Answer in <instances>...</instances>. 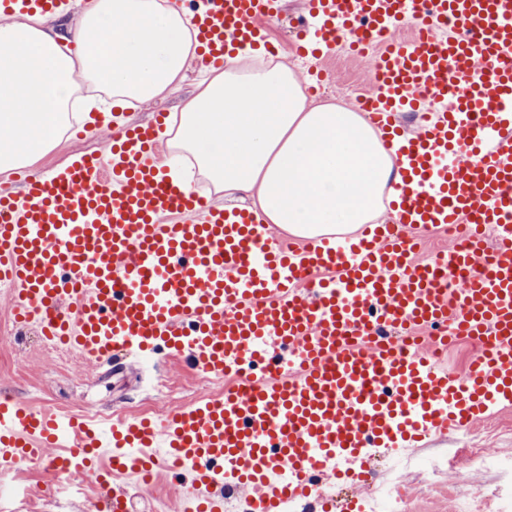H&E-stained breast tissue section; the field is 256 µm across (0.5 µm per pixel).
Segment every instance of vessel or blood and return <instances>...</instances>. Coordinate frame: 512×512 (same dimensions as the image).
I'll return each instance as SVG.
<instances>
[{
  "instance_id": "1",
  "label": "vessel or blood",
  "mask_w": 512,
  "mask_h": 512,
  "mask_svg": "<svg viewBox=\"0 0 512 512\" xmlns=\"http://www.w3.org/2000/svg\"><path fill=\"white\" fill-rule=\"evenodd\" d=\"M74 0H0V17L57 16ZM186 10L198 63L268 48L281 0H202ZM301 49L374 55L359 102L396 145L391 217L351 234L288 241L250 209L184 191L158 159L156 126L108 154L78 152L0 194V283L14 319L84 358L187 356L239 387L158 422L112 425L0 398V459L44 458L71 430L73 463L137 470L149 448L187 474L189 512H253L319 498V476L366 482L376 449L469 428L512 406V0H306ZM417 31L395 37L403 25ZM423 115L421 132L403 128ZM463 225L470 251L413 263L422 235ZM493 250H486V243ZM478 339L466 375L437 358Z\"/></svg>"
}]
</instances>
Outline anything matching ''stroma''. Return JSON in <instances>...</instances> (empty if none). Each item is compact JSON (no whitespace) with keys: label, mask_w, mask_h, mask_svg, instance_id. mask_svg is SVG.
<instances>
[{"label":"stroma","mask_w":512,"mask_h":512,"mask_svg":"<svg viewBox=\"0 0 512 512\" xmlns=\"http://www.w3.org/2000/svg\"><path fill=\"white\" fill-rule=\"evenodd\" d=\"M283 20L274 23L270 40L278 47V61L287 64L307 90V102L318 105L334 102L355 107L353 96L342 91L348 78H355L362 88H369L373 62L343 51L320 60L319 66L327 73L317 85L311 84L307 71L297 56L296 38L288 24L289 18L298 16L305 0H282ZM201 72L187 65L185 77L172 93L149 102H135L125 108L122 116L112 123L111 129L100 124H84L82 139L65 134L44 156L31 166L32 172L44 173L66 163L78 150L108 153L112 134L125 125H143L154 122L159 114H172L180 110L183 102L196 88ZM160 368L176 391L172 399H157L154 407L168 414L204 398L201 382L205 375L185 357L171 358L158 354L149 359L120 358L117 364H95L79 357L67 348L45 347L34 326L14 325L11 314V292L0 287V392L12 394L34 410L65 411L74 415L95 414L109 416L112 411L132 410L143 397L149 368ZM433 451L451 448H481L485 453L512 457V409L488 416L464 432H451L433 439ZM9 479L14 488L26 498L22 512H98L95 499L97 490L72 491L65 503H58L59 490L52 478L34 469L32 463L12 466ZM401 482L409 512H469L468 505L474 494L492 497L512 478L494 472H473L469 483H459L453 469H444L424 480L415 469L401 473ZM114 490L126 492L134 512H181L183 491L169 476H161L155 487L143 485L133 473L113 479Z\"/></svg>","instance_id":"1"}]
</instances>
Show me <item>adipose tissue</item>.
Segmentation results:
<instances>
[{"label":"adipose tissue","mask_w":512,"mask_h":512,"mask_svg":"<svg viewBox=\"0 0 512 512\" xmlns=\"http://www.w3.org/2000/svg\"><path fill=\"white\" fill-rule=\"evenodd\" d=\"M69 35L79 58L44 16L0 23V173L52 149L77 82L121 109L172 92L199 48L186 13L165 0H93ZM165 135L185 191L205 177L301 238L372 223L402 185L393 151L359 112L308 106L294 72L256 54L202 80Z\"/></svg>","instance_id":"1"}]
</instances>
